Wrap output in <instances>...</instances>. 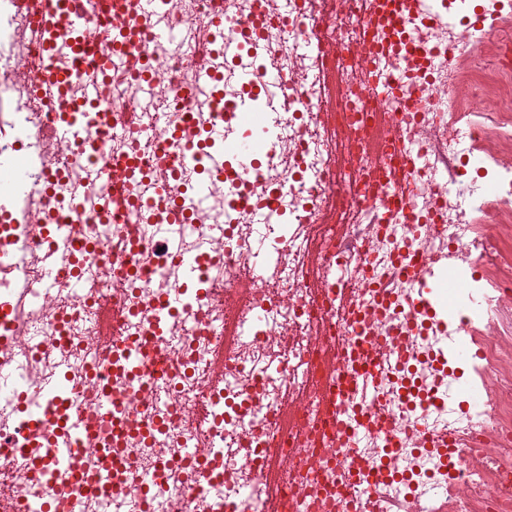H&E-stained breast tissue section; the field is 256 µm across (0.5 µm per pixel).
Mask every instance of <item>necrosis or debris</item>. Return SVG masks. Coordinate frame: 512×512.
Returning <instances> with one entry per match:
<instances>
[{
	"mask_svg": "<svg viewBox=\"0 0 512 512\" xmlns=\"http://www.w3.org/2000/svg\"><path fill=\"white\" fill-rule=\"evenodd\" d=\"M467 0H442L452 24L441 30L412 18L402 31L381 32L363 0H342L329 40L341 55H297L281 39L284 23L304 14L306 0H236L223 30L206 28L219 0H166L164 19L176 20L180 53L151 38L153 17L124 0L111 16L89 13L82 29L46 46L20 0H0V142L34 176L0 222V306L26 304L28 322L41 324L30 345L18 317L0 361H14L15 391L32 404L58 382L66 414L92 412L97 395L120 401L114 424L82 443L79 473L56 484L16 407L0 409V497L12 512H40L55 491L57 512H512V68L501 61L512 44V10L490 0L488 26L471 22ZM129 29L140 60L114 49L106 31ZM109 61L95 97L71 81L69 101L91 100L77 113L78 142L44 132L49 107L34 97L33 64L51 58L57 69L81 40ZM205 42L217 82L201 81L192 46ZM274 70L287 86L251 92L246 68ZM335 70L336 130L328 132L312 100L323 75ZM150 90L143 98L142 90ZM282 109L270 113L272 104ZM394 115V131L412 152L411 187L400 191L385 171L393 155L362 149L374 113ZM262 135L260 163L244 170L235 145ZM154 175L168 194L149 208H129L120 223L103 216L99 164L134 159L146 143ZM222 178H210L213 165ZM446 170L447 186L435 175ZM386 202L361 200L356 184ZM206 191L210 206L178 223L171 198ZM339 213H366L363 224L325 240L330 279L320 295L309 288L311 231L327 193ZM274 211L288 225L270 254L272 278L249 275L255 218ZM127 247L126 268L114 272L112 243ZM202 258L194 281L175 262ZM56 257L63 273L40 279ZM79 265L82 292L65 279ZM452 288L437 308L417 314L407 297L432 267ZM361 288L351 307L339 304L344 279ZM179 292L184 302L161 327L160 300ZM129 308L120 339L146 348L167 375L142 377L112 364L100 383L91 369L101 340L99 306ZM237 341L216 381L208 365L224 343L225 323ZM336 342V380L320 367V341ZM384 342L386 366L365 394L342 379L357 350ZM470 357H462L461 347ZM299 398L288 431L276 425L285 400ZM345 414L337 426V414ZM455 431L446 460L423 452L427 434ZM201 440L203 461L182 450ZM286 466L266 483L269 450ZM160 484L143 488L142 471Z\"/></svg>",
	"mask_w": 512,
	"mask_h": 512,
	"instance_id": "1",
	"label": "necrosis or debris"
}]
</instances>
